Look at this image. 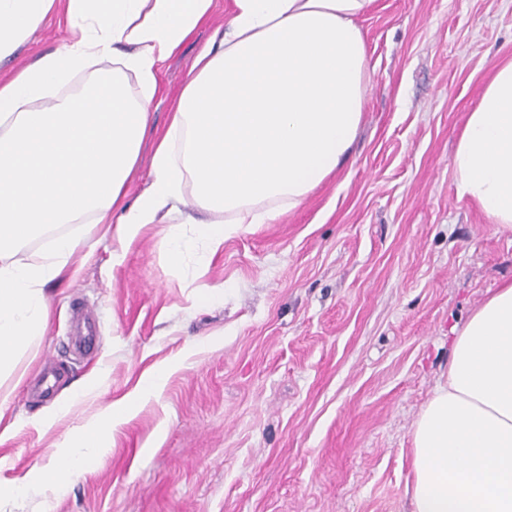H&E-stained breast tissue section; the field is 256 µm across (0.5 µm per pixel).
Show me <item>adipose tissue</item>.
Masks as SVG:
<instances>
[{
	"instance_id": "ef3b65f1",
	"label": "adipose tissue",
	"mask_w": 512,
	"mask_h": 512,
	"mask_svg": "<svg viewBox=\"0 0 512 512\" xmlns=\"http://www.w3.org/2000/svg\"><path fill=\"white\" fill-rule=\"evenodd\" d=\"M375 3L231 0L154 137L152 181L129 203L159 65L208 19L212 0H0V66L51 12H64L73 29L63 48L0 79V380L43 335L47 287L67 275L85 219L115 225L122 239L161 224L173 259L200 247L211 258L243 225L302 206L347 163L370 81L360 21ZM110 55L118 71L43 105L54 85ZM451 166L461 196L495 229L512 231V58L494 65L467 112ZM35 239L44 249L21 258ZM170 371L157 367L134 398L75 428L59 464L0 481V497L64 491ZM411 444L413 512H512V284L455 329L448 373L417 415Z\"/></svg>"
}]
</instances>
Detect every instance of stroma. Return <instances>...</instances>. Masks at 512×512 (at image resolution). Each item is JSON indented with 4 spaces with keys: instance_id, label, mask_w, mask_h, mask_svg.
I'll return each instance as SVG.
<instances>
[{
    "instance_id": "1",
    "label": "stroma",
    "mask_w": 512,
    "mask_h": 512,
    "mask_svg": "<svg viewBox=\"0 0 512 512\" xmlns=\"http://www.w3.org/2000/svg\"><path fill=\"white\" fill-rule=\"evenodd\" d=\"M229 5L213 0L209 23L161 64L156 131ZM361 25L371 81L336 178L206 267L174 262L152 224L106 237L49 289L45 335L0 383L14 425L1 476L52 465L73 428L157 366L172 372L65 492L5 498L0 512H412V424L448 372L452 328L512 283V231L459 196L450 165L492 65L512 54V0H376ZM69 38L50 14L12 70ZM214 284L223 299L197 307ZM75 301L98 326L83 359L69 352ZM89 375L92 399L37 423Z\"/></svg>"
}]
</instances>
